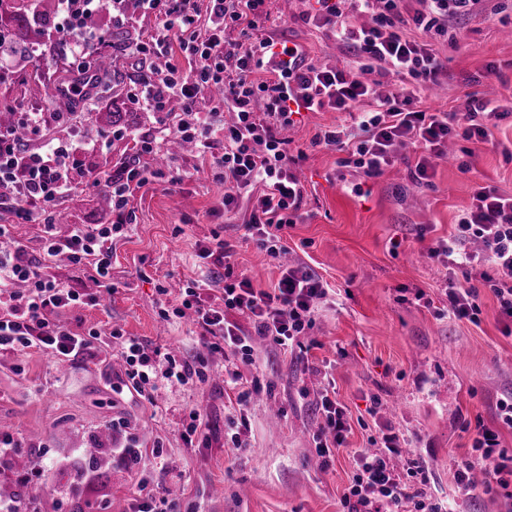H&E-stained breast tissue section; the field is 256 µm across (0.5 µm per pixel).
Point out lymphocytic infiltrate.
I'll use <instances>...</instances> for the list:
<instances>
[{"label": "lymphocytic infiltrate", "mask_w": 512, "mask_h": 512, "mask_svg": "<svg viewBox=\"0 0 512 512\" xmlns=\"http://www.w3.org/2000/svg\"><path fill=\"white\" fill-rule=\"evenodd\" d=\"M119 2L57 0L60 23L29 45L32 68L13 74V81L42 74L48 46L61 44L70 52L68 69L75 75L65 100L83 101L89 49L109 44L107 30H87L86 20L111 13ZM419 2L420 9L411 13L404 0H314L308 5L301 21L329 27L337 42L361 58L358 68L345 69L309 61L302 45L266 32V0H134L140 17L151 23V34L131 42L129 55L142 62L163 57L167 64L136 87L132 98L145 111L163 113L169 129L141 130L122 167L87 180L78 174L74 157L102 144L78 138L75 113L27 111L20 100L1 98L0 108L16 113L17 119L0 126V206H8L17 223L41 225L43 237L39 253L32 255L18 244L9 225L0 224V350L35 348L70 362L97 357L95 331L80 332L59 318L63 311L92 302V295L51 270L58 258H66L85 268L97 287L111 292L112 241L131 221L135 194L162 177L151 161L166 148L169 135L194 143L201 157L223 169L225 214L247 205L245 234L273 259L284 250L280 230L301 219L305 202L304 187L294 173L304 154L291 151L286 135L295 115L347 113L350 124L326 128L316 141L343 151V166L368 177L392 167L397 146L411 139L424 148L412 173L420 184L429 181L449 141L490 142L491 121L511 114V104L473 94L464 110L448 112L421 106L419 92L405 86L379 94V80L388 75L440 84L444 67L430 39L447 36L449 20L471 13L481 0ZM411 26L420 38L406 36ZM204 98L210 106L202 112L197 104ZM228 112L235 115L229 125L224 122ZM99 187L112 192L111 219L55 233L57 203L78 189ZM427 252L461 273L460 280L441 290L450 318L478 322L477 293L468 285L477 276L494 292L498 319L512 334V195L480 188L453 233L434 240ZM197 256L208 267L207 279H184L171 307L175 318L195 315L200 347L193 356L175 358L123 338L116 328L110 334L119 341L125 375L137 394L154 392L161 377L181 384L204 378L212 355L220 352L224 382L239 387L237 403L243 406L252 391L241 388V369L254 365L256 341L285 352L302 349L301 338L326 301L328 284L298 264L285 268L272 287H257L247 276L234 274L226 262L227 245L216 238L200 244ZM208 284L222 288L209 304L201 298ZM231 311L249 320L251 332L228 320ZM313 403L321 418L313 441L327 467L346 445L352 427L333 385H323ZM505 430H512V391L497 402L496 427L476 425L472 452L458 464L454 482L458 494L469 499L490 495L499 500L501 512H512V454L500 441ZM354 461L341 497L346 512H444L428 491L427 460L417 452L404 454L398 434H382L378 447L357 450ZM478 471L484 475L479 484L473 480Z\"/></svg>", "instance_id": "1"}]
</instances>
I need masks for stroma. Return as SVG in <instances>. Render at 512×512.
<instances>
[{"instance_id": "obj_1", "label": "stroma", "mask_w": 512, "mask_h": 512, "mask_svg": "<svg viewBox=\"0 0 512 512\" xmlns=\"http://www.w3.org/2000/svg\"><path fill=\"white\" fill-rule=\"evenodd\" d=\"M281 2L267 0L269 32L300 43L311 59L328 55L339 66L355 67L354 55L326 30L299 20L303 0H289L286 12ZM499 2L483 0L473 14L449 22L447 37L435 40L444 83L427 91L425 106L459 110L475 91L512 99V9L498 11ZM490 64L495 74H487ZM115 71L113 81L101 83L86 128L93 136L102 132L99 114L110 107L124 112L125 122L109 150L79 155L87 174L120 167L132 151L133 133L152 121L128 97L134 59L119 57ZM345 119L340 112H307L288 132L293 148L305 153L297 176L306 205L303 218L283 229L287 250L279 259L246 239L239 219L223 218L224 184L202 168L192 148L160 158L164 178L132 200V226L112 243L115 293L63 316L72 327L98 331V345H110L109 331L117 326L126 336L186 357L196 350L197 329L186 319L164 320L160 311L171 306L182 279L202 277L199 241L224 239L234 272L264 288L288 266H309L334 291L307 332L315 345L303 360L260 348L256 374L263 389L246 410L224 388L219 354L207 381L165 385L147 400L126 390L119 357L63 364L36 349L0 351V418L11 424L18 455L37 466L70 459L53 472L59 491L39 512H85L90 505L130 512L142 484L158 493L178 489L180 512H339L354 449L370 447L383 426L428 460L434 497L455 500L458 512H498L489 497L474 503L455 498L453 473L471 451L472 427L494 425L498 398L512 390V335L504 333L498 301L481 279L471 281L481 308L475 324L439 315L413 294L420 289L438 297L446 269L429 258L426 242L451 232L478 187L512 195V115L494 128V145L469 154L465 142H454L452 157L435 162L427 185L412 179L421 149L410 142L380 176L342 166L341 152L315 138ZM176 173L184 174L182 183L169 182ZM329 377L353 430L325 469L315 463L320 417L302 390ZM193 409L205 426L189 438ZM236 432L239 448L231 441ZM127 444L141 451L140 464L83 471V449Z\"/></svg>"}]
</instances>
